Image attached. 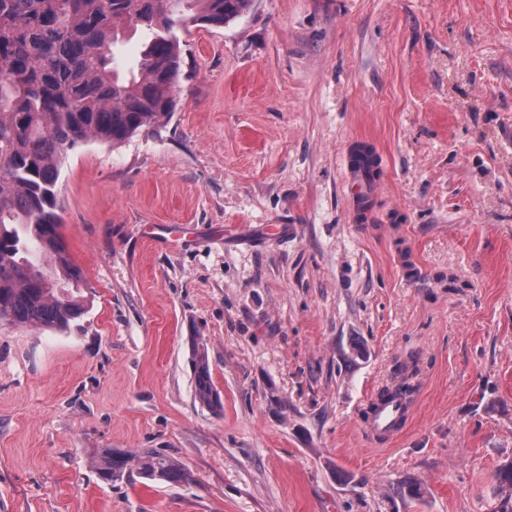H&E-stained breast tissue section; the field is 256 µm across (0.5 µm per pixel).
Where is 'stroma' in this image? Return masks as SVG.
Wrapping results in <instances>:
<instances>
[{
	"instance_id": "obj_1",
	"label": "stroma",
	"mask_w": 512,
	"mask_h": 512,
	"mask_svg": "<svg viewBox=\"0 0 512 512\" xmlns=\"http://www.w3.org/2000/svg\"><path fill=\"white\" fill-rule=\"evenodd\" d=\"M180 40L169 124L61 172L87 313L0 327V512H507L512 0H255ZM411 356L408 426L374 445ZM104 448L190 478L105 482ZM345 181L349 185L351 200L355 207H360L368 201L376 189L375 182H369L362 168L348 164L345 172ZM193 363L197 398L215 412H221L223 410L221 397L213 387L208 355L202 341H196L194 344ZM374 404L373 412L365 416L362 424L366 432L376 443H384L402 431L406 423L408 409L395 402L385 403L380 400L379 393L368 405Z\"/></svg>"
}]
</instances>
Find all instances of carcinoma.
I'll list each match as a JSON object with an SVG mask.
<instances>
[{
	"mask_svg": "<svg viewBox=\"0 0 512 512\" xmlns=\"http://www.w3.org/2000/svg\"><path fill=\"white\" fill-rule=\"evenodd\" d=\"M254 0H0V326L63 331L87 313L83 270L61 232L58 182L69 151L94 140L114 147L155 132L177 110L182 51L175 30L222 27ZM146 31L138 69L112 67L123 32ZM195 393L216 412L205 345L193 347ZM408 365L395 393L413 391ZM106 481L133 474L169 484L185 468L156 450L102 449Z\"/></svg>",
	"mask_w": 512,
	"mask_h": 512,
	"instance_id": "carcinoma-1",
	"label": "carcinoma"
}]
</instances>
